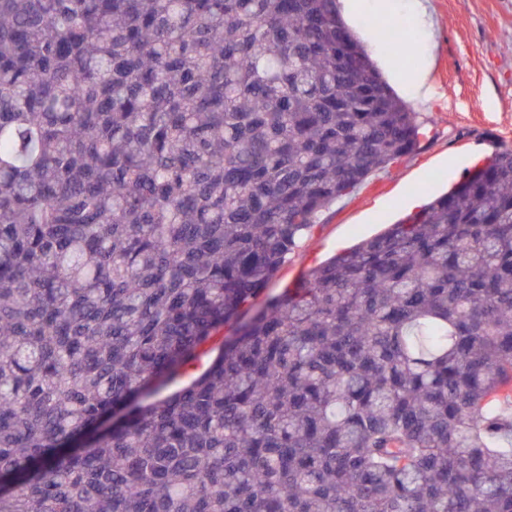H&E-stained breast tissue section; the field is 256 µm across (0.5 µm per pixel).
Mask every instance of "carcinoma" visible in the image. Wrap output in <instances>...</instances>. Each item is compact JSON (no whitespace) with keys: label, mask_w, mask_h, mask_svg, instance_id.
<instances>
[{"label":"carcinoma","mask_w":512,"mask_h":512,"mask_svg":"<svg viewBox=\"0 0 512 512\" xmlns=\"http://www.w3.org/2000/svg\"><path fill=\"white\" fill-rule=\"evenodd\" d=\"M424 136L336 0H0V512H512L511 148L264 295Z\"/></svg>","instance_id":"cac0c4a2"}]
</instances>
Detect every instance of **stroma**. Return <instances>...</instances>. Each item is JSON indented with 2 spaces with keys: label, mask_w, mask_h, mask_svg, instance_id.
<instances>
[{
  "label": "stroma",
  "mask_w": 512,
  "mask_h": 512,
  "mask_svg": "<svg viewBox=\"0 0 512 512\" xmlns=\"http://www.w3.org/2000/svg\"><path fill=\"white\" fill-rule=\"evenodd\" d=\"M389 14L405 18L417 45L430 51L421 65L441 95L407 99L427 119L429 137L333 203L288 254L269 294L410 212L409 196L423 202L438 196L472 164L512 148V0H390Z\"/></svg>",
  "instance_id": "35a3bbf8"
}]
</instances>
